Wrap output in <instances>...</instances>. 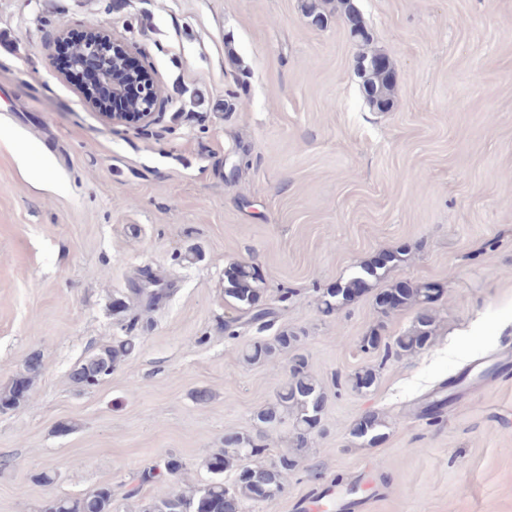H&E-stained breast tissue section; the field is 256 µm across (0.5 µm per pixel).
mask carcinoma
<instances>
[{
  "label": "carcinoma",
  "instance_id": "cac0c4a2",
  "mask_svg": "<svg viewBox=\"0 0 512 512\" xmlns=\"http://www.w3.org/2000/svg\"><path fill=\"white\" fill-rule=\"evenodd\" d=\"M351 39L359 46L361 53L358 66L375 65L385 55L369 49L373 35L365 28L349 29ZM377 94L368 100L370 106L379 111L392 104L394 91L393 72L374 69L370 73ZM397 260V253L387 252L362 268V271L346 282H338L321 296V308L327 312L339 309L355 296L365 291L369 281L378 280L389 265ZM224 296L233 305L251 314V320L264 325L270 322L273 312L258 305L262 277L253 266L237 263L225 272ZM441 294L435 282H422L415 286L396 283L379 292L375 304L383 316L407 307L417 308L413 329L396 336L385 344V352L403 357L428 347L435 335L436 317L433 305ZM135 345L129 340L119 341L103 348L74 367L71 380L77 386L89 387L88 377L94 375L101 380L112 374L113 368L128 359ZM291 354L292 366L288 380L276 390L275 401L255 415L256 428L260 432L273 430L286 421L293 422V448L280 454L277 461L267 465L260 461L266 447L250 435L232 432L224 435V447L208 456L203 467L215 475L208 484L183 492H169L142 505V512H241L246 502L273 500L286 490L288 474L296 468L298 459L318 430L321 416L327 402L326 392L308 371L307 358L300 352L299 337L286 330L280 331L273 340L253 341L243 352V358L250 364L267 363L281 354ZM377 384V373L373 368L361 369L349 379L351 389L358 393L372 391ZM31 386V378L22 376L13 380L10 386L0 390V411L15 409L25 400ZM387 427L383 415L372 411L357 420L350 435L362 445L373 447L385 438ZM183 470L182 460L169 456L160 463L144 468L137 477V484L125 491L127 498L139 492V486L150 482H161ZM235 473L233 483L227 484L221 478L224 473ZM56 512H112V487L103 486L98 490L75 498H59Z\"/></svg>",
  "mask_w": 512,
  "mask_h": 512
}]
</instances>
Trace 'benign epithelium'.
I'll return each mask as SVG.
<instances>
[{
  "label": "benign epithelium",
  "instance_id": "benign-epithelium-1",
  "mask_svg": "<svg viewBox=\"0 0 512 512\" xmlns=\"http://www.w3.org/2000/svg\"><path fill=\"white\" fill-rule=\"evenodd\" d=\"M53 49L65 64L60 76L82 95L100 119L112 126L142 130L158 123L161 86L143 61L131 65L134 53L103 25L82 30L79 42L73 32L61 29Z\"/></svg>",
  "mask_w": 512,
  "mask_h": 512
}]
</instances>
